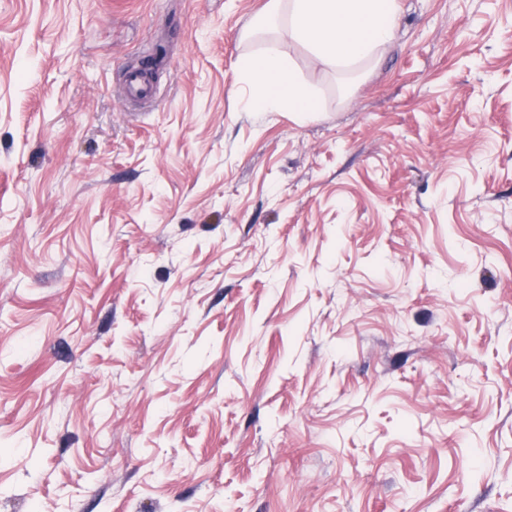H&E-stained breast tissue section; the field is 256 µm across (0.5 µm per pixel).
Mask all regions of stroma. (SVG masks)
Masks as SVG:
<instances>
[{
    "mask_svg": "<svg viewBox=\"0 0 512 512\" xmlns=\"http://www.w3.org/2000/svg\"><path fill=\"white\" fill-rule=\"evenodd\" d=\"M398 2L351 75L0 0V512H512V0ZM274 41L318 111H250Z\"/></svg>",
    "mask_w": 512,
    "mask_h": 512,
    "instance_id": "1",
    "label": "stroma"
}]
</instances>
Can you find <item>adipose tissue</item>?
I'll list each match as a JSON object with an SVG mask.
<instances>
[{"label":"adipose tissue","instance_id":"obj_1","mask_svg":"<svg viewBox=\"0 0 512 512\" xmlns=\"http://www.w3.org/2000/svg\"><path fill=\"white\" fill-rule=\"evenodd\" d=\"M288 10V36L305 45L315 63L349 71L371 62L393 38L397 0H269L271 14ZM239 73L256 89L257 112H313L316 93L297 73L288 52L271 44L241 59Z\"/></svg>","mask_w":512,"mask_h":512}]
</instances>
